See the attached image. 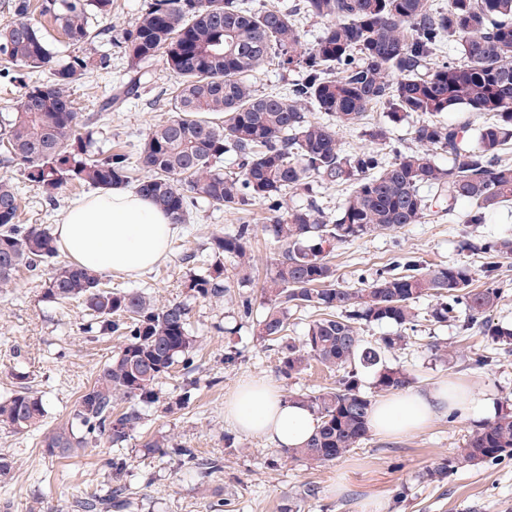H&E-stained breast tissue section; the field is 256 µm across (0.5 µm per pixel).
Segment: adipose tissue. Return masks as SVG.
I'll use <instances>...</instances> for the list:
<instances>
[{
	"mask_svg": "<svg viewBox=\"0 0 512 512\" xmlns=\"http://www.w3.org/2000/svg\"><path fill=\"white\" fill-rule=\"evenodd\" d=\"M178 232L148 197L120 186L73 203L54 230L56 244L75 265L92 270L115 266L139 274L164 260ZM482 402L458 382L442 380L418 391H396L375 404L370 427L399 436L423 429L441 413L468 412ZM224 419L277 447L297 448L310 437L314 420L301 404L286 401L271 382H241L224 403Z\"/></svg>",
	"mask_w": 512,
	"mask_h": 512,
	"instance_id": "obj_1",
	"label": "adipose tissue"
}]
</instances>
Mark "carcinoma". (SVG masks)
Here are the masks:
<instances>
[{
	"label": "carcinoma",
	"instance_id": "carcinoma-1",
	"mask_svg": "<svg viewBox=\"0 0 512 512\" xmlns=\"http://www.w3.org/2000/svg\"><path fill=\"white\" fill-rule=\"evenodd\" d=\"M13 8L16 20L0 28V70L25 91L0 116V161L19 167L47 201L57 202L69 185H120L151 199L174 224L188 223L202 203L222 211L259 202L272 212L263 231L281 252L261 288L265 312L257 336L281 342L278 372L286 379L313 362L338 373L334 387L288 396L316 420L303 446L284 449L289 458L332 462L368 437L373 399L361 391V372L374 373L378 394L413 383L407 371L387 364L385 353L407 345L417 300H435V323L456 319L462 308L465 326L481 328L495 345L512 346V325L490 318L501 294L496 273L501 260L512 257L511 235L462 243L483 259L482 288L473 287L477 271L466 263L429 266L408 253L364 287L348 288L329 260L336 245L420 224L442 202L450 212L458 201L468 202L464 223L474 225L512 203V161L502 158L512 146V0H448L443 9L429 0H298L288 9L259 11L245 0H145L118 40L126 82L101 96L96 121L81 119L70 92L89 73L109 67L94 44L107 31L112 0H14ZM300 14L322 22L306 49ZM52 28L69 50L61 64L54 61ZM449 42L456 55L435 65ZM273 55L301 79L283 92L259 95L250 79ZM159 57L176 77L166 102L171 115L137 144L101 148L112 113L139 95ZM46 69L48 81L26 83ZM378 105L396 122L424 116L414 129L418 148H394L390 160L380 149L344 152L341 128L358 127L366 140L389 145L387 127L364 122ZM452 110L485 117L475 145L465 142L467 122L442 119ZM310 112L328 121L312 120ZM316 178L351 184L332 221L313 204L283 206L290 194L311 195ZM251 238L248 224L211 234L201 254L185 256L201 269L185 288L195 298L224 297L232 288L224 260L250 267ZM43 265V297L85 304L95 320L87 332L115 335L122 345L77 398L71 425L44 434L41 445L58 458L76 456L100 438L120 446L142 425V407L158 401L159 380L178 363L192 371L197 348L189 306L106 287L98 272L59 261L50 230L21 223L17 186L0 179V289L15 284L20 268ZM299 307L315 310L316 318L295 340L288 330ZM373 323L394 331L366 341L359 330ZM44 416L42 397L23 381L0 398V425L15 432L40 429ZM146 447H170L203 474L222 469L220 460L201 459L165 438ZM504 456H512L511 410L473 431L455 457L425 477L440 481L453 468ZM107 466L116 485L78 498L80 512H112L121 502L125 462L113 457Z\"/></svg>",
	"mask_w": 512,
	"mask_h": 512
}]
</instances>
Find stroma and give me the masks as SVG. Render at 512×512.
Listing matches in <instances>:
<instances>
[{
    "label": "stroma",
    "instance_id": "1",
    "mask_svg": "<svg viewBox=\"0 0 512 512\" xmlns=\"http://www.w3.org/2000/svg\"><path fill=\"white\" fill-rule=\"evenodd\" d=\"M97 50L111 54L109 74H90L85 86L72 93L85 119L97 112L94 87L119 86L126 73L117 46L104 38ZM174 81L164 60H157L140 96L113 113L107 143L138 142L167 118L162 99ZM1 177L20 189L22 221L49 228L60 223L74 201L92 193L88 187L70 186L52 205L20 169L0 166ZM468 208V202L462 201L456 216L436 215L423 224L337 245L330 260L340 283L360 287L401 253L433 265L466 262L480 267L478 256L462 250V241L512 234V205L490 212L479 226L461 223L459 216ZM266 216L265 205L259 203L240 212L199 206L189 223L180 225L164 262L135 277L112 269L102 271L103 282L112 287L142 289L160 303L189 302L197 338L194 371L160 379L159 401L145 407L141 428L120 449L101 441L79 456L57 459L45 454L40 440L43 430L70 419L81 390L118 351L121 339L86 333L92 317L84 305L44 299L45 269L21 270L16 286L0 292V398L8 396L18 376L24 375L46 410L43 430L0 429V454L12 461L11 471L0 476V512H75L74 501L81 493L108 488L105 461L115 454L126 460L122 483L131 503L126 512H210V503L221 499L226 502L224 512H280L288 503L297 504L300 512H364L370 500L384 503L385 512H512L511 457L458 469L440 484L422 478L428 468L455 456L472 431L490 422L487 414L443 413L424 430L402 438L372 432L345 457L321 466L287 458L281 449L225 422L224 402L242 379H269L284 395L318 391L336 381L335 374L316 363L293 378L282 377L277 371L279 343L260 342L254 335L263 312L261 286L272 257L279 252L277 243L262 230ZM241 224L254 229L250 277H234L223 299L190 297L185 282L193 266L187 263V255L205 248L212 232H230ZM245 299L252 302L248 317L241 307ZM433 304L429 297L416 302L420 322L404 349L388 353V364L410 373L415 388L426 389L452 377L469 384L495 411L505 410L512 401V351L495 350L479 328L463 329L461 321H429ZM437 341L447 344V361L436 357L433 344ZM231 347L239 357L228 365L224 354ZM477 352L489 355L488 365L473 366ZM186 388L192 393L190 403L175 406V398ZM158 436L197 449L202 457L222 458L224 467L207 476L182 467L171 453L148 447V440Z\"/></svg>",
    "mask_w": 512,
    "mask_h": 512
}]
</instances>
